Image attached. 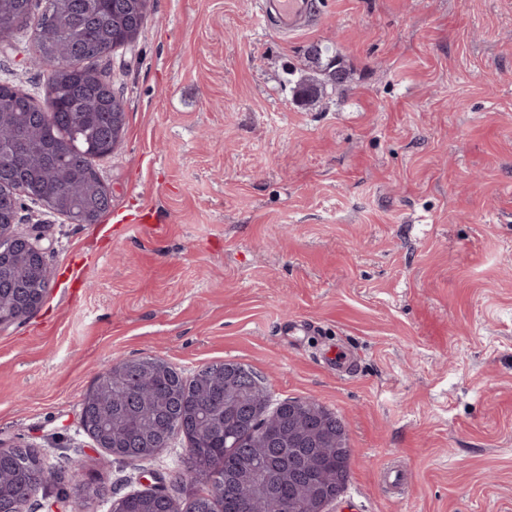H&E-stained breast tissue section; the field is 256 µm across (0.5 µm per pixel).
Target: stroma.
Instances as JSON below:
<instances>
[{
    "label": "stroma",
    "mask_w": 512,
    "mask_h": 512,
    "mask_svg": "<svg viewBox=\"0 0 512 512\" xmlns=\"http://www.w3.org/2000/svg\"><path fill=\"white\" fill-rule=\"evenodd\" d=\"M313 4L285 35L260 0H149L107 62L126 112L97 162L110 210L22 203L14 229L55 277L0 327V448L107 489L66 512L184 471L185 436L131 466L81 426L97 377L145 356L186 378L237 362L273 402L335 412L352 456L326 512H512V0ZM317 43L351 81L303 106ZM30 53L0 43V79L35 94Z\"/></svg>",
    "instance_id": "stroma-1"
}]
</instances>
